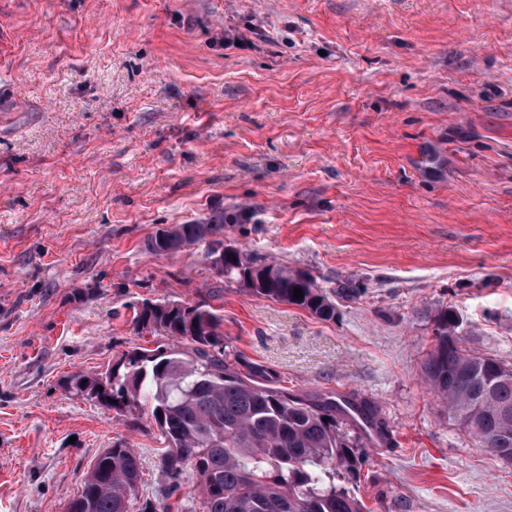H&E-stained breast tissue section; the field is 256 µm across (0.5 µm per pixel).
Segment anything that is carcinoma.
Wrapping results in <instances>:
<instances>
[{
	"mask_svg": "<svg viewBox=\"0 0 512 512\" xmlns=\"http://www.w3.org/2000/svg\"><path fill=\"white\" fill-rule=\"evenodd\" d=\"M150 248L163 254L206 243V257L224 247V213L163 228ZM224 280L253 294L299 307L323 320L336 314L327 292L300 270L242 248L224 255ZM299 288L303 297L294 298ZM133 323L185 343L125 353L106 372L71 378L76 393L108 408L133 404L150 415L167 451L159 468L174 493L186 480L202 512H364L346 487L359 479L360 459L340 434L349 422L370 442L384 440L368 401L306 397L278 385L264 365L231 356L224 319L210 304L145 302ZM452 310L435 318V344L423 377L448 413L478 444L512 463V366L461 346ZM139 453L114 443L89 466L66 512H164L138 497Z\"/></svg>",
	"mask_w": 512,
	"mask_h": 512,
	"instance_id": "cac0c4a2",
	"label": "carcinoma"
}]
</instances>
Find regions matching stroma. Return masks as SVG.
<instances>
[{
    "mask_svg": "<svg viewBox=\"0 0 512 512\" xmlns=\"http://www.w3.org/2000/svg\"><path fill=\"white\" fill-rule=\"evenodd\" d=\"M220 211L335 317L151 250ZM204 298L288 389L376 405L370 512H512V463L422 376L445 309L512 364V0H0V512H64L118 441L141 496L202 512L149 416L67 383L150 342L134 305Z\"/></svg>",
    "mask_w": 512,
    "mask_h": 512,
    "instance_id": "stroma-1",
    "label": "stroma"
}]
</instances>
